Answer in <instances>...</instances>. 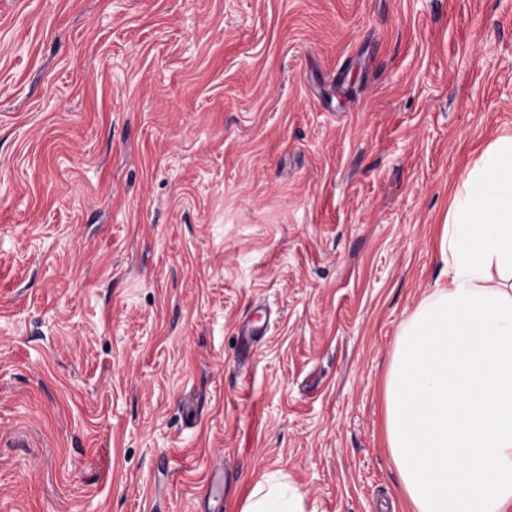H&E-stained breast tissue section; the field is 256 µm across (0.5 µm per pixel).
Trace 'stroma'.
I'll list each match as a JSON object with an SVG mask.
<instances>
[{"mask_svg": "<svg viewBox=\"0 0 512 512\" xmlns=\"http://www.w3.org/2000/svg\"><path fill=\"white\" fill-rule=\"evenodd\" d=\"M512 0H0V512H406L385 442ZM281 471L265 474L250 491L241 512H302V497Z\"/></svg>", "mask_w": 512, "mask_h": 512, "instance_id": "stroma-1", "label": "stroma"}]
</instances>
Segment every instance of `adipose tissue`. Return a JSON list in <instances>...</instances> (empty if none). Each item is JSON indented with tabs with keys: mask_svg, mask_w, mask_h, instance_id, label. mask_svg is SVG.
Returning a JSON list of instances; mask_svg holds the SVG:
<instances>
[{
	"mask_svg": "<svg viewBox=\"0 0 512 512\" xmlns=\"http://www.w3.org/2000/svg\"><path fill=\"white\" fill-rule=\"evenodd\" d=\"M447 283L404 324L386 381V441L407 512H512V135L453 193ZM242 512H302L281 472Z\"/></svg>",
	"mask_w": 512,
	"mask_h": 512,
	"instance_id": "obj_1",
	"label": "adipose tissue"
}]
</instances>
